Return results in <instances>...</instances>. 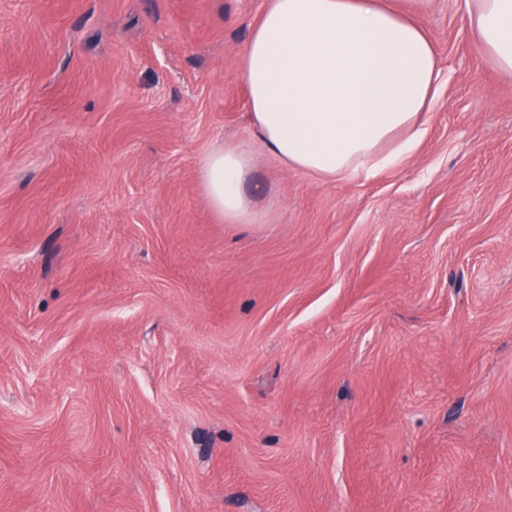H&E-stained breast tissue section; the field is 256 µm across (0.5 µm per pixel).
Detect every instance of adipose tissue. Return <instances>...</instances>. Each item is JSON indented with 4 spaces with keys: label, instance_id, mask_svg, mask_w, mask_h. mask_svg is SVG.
<instances>
[{
    "label": "adipose tissue",
    "instance_id": "1",
    "mask_svg": "<svg viewBox=\"0 0 512 512\" xmlns=\"http://www.w3.org/2000/svg\"><path fill=\"white\" fill-rule=\"evenodd\" d=\"M476 45L512 74V0H466ZM266 0L240 53L251 138L206 155L201 183L228 224H260L253 160L264 152L324 179L399 165L423 140L441 69L413 0Z\"/></svg>",
    "mask_w": 512,
    "mask_h": 512
}]
</instances>
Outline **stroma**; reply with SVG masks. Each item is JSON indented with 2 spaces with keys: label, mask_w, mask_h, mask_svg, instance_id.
I'll use <instances>...</instances> for the list:
<instances>
[{
  "label": "stroma",
  "mask_w": 512,
  "mask_h": 512,
  "mask_svg": "<svg viewBox=\"0 0 512 512\" xmlns=\"http://www.w3.org/2000/svg\"><path fill=\"white\" fill-rule=\"evenodd\" d=\"M265 0H0V512H512V74L466 0L401 166L257 153Z\"/></svg>",
  "instance_id": "obj_1"
}]
</instances>
